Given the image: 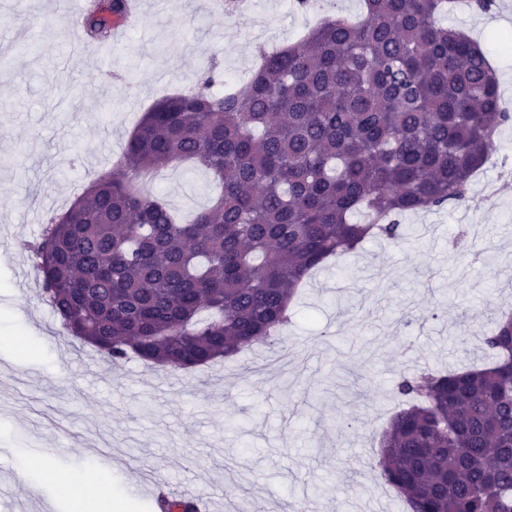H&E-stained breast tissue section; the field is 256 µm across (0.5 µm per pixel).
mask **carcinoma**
Returning a JSON list of instances; mask_svg holds the SVG:
<instances>
[{
	"label": "carcinoma",
	"mask_w": 512,
	"mask_h": 512,
	"mask_svg": "<svg viewBox=\"0 0 512 512\" xmlns=\"http://www.w3.org/2000/svg\"><path fill=\"white\" fill-rule=\"evenodd\" d=\"M297 42L258 47L224 92L216 67L144 113L120 172L23 243L67 332L110 363L172 372L280 335L308 276L400 217L465 200L512 122L481 47L441 22L448 0H364ZM129 0H93L78 28L104 43ZM189 162L221 192L188 222L135 182ZM475 370L405 376L376 467L408 512H512V314Z\"/></svg>",
	"instance_id": "obj_1"
}]
</instances>
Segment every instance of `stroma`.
<instances>
[{"mask_svg": "<svg viewBox=\"0 0 512 512\" xmlns=\"http://www.w3.org/2000/svg\"><path fill=\"white\" fill-rule=\"evenodd\" d=\"M64 0H0V489L19 512H78L61 485L111 468V512H153L154 480L208 496L214 512H405L380 493L375 458L402 376L487 359L482 340L512 310V124L467 201L408 214L410 236L370 239L313 272L290 306L287 342L259 343L191 372L114 365L69 335L40 297L18 243L38 236L92 180L116 170L142 114L191 88L216 62L248 77L251 33L289 45L325 16L358 19L363 0H256L253 13L208 0H142L143 27L121 49L58 50L75 32ZM512 111V0L454 11ZM180 216L206 206L212 175L187 166L149 184ZM34 467L16 483L19 454Z\"/></svg>", "mask_w": 512, "mask_h": 512, "instance_id": "1", "label": "stroma"}]
</instances>
